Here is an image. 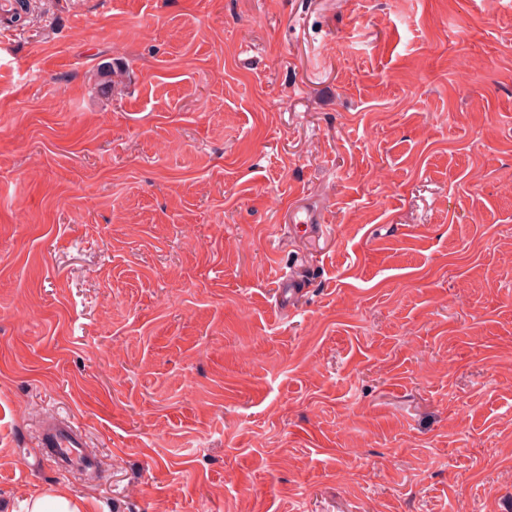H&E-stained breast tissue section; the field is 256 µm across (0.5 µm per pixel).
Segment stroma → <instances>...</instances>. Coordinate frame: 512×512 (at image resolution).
<instances>
[{
    "instance_id": "stroma-1",
    "label": "stroma",
    "mask_w": 512,
    "mask_h": 512,
    "mask_svg": "<svg viewBox=\"0 0 512 512\" xmlns=\"http://www.w3.org/2000/svg\"><path fill=\"white\" fill-rule=\"evenodd\" d=\"M29 2L0 512H512V0ZM296 206L330 237L285 238ZM48 413L96 476L38 448ZM279 278L282 288L281 299L287 301L288 307H291L292 303L305 291L306 277L301 272L291 269L288 273H282ZM25 512H84L80 498L69 494L60 486L46 487L30 496Z\"/></svg>"
}]
</instances>
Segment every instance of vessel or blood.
Masks as SVG:
<instances>
[{"label": "vessel or blood", "mask_w": 512, "mask_h": 512, "mask_svg": "<svg viewBox=\"0 0 512 512\" xmlns=\"http://www.w3.org/2000/svg\"><path fill=\"white\" fill-rule=\"evenodd\" d=\"M288 231L294 235L317 237L323 235L325 227L311 223L309 217L297 211L292 215ZM280 280L281 298L290 303L302 295L306 288V277L298 271L281 274ZM38 445L44 449L47 457L63 469H70L76 464L88 472L96 468L94 458L85 451L86 432L74 419L46 417L38 429Z\"/></svg>", "instance_id": "obj_1"}]
</instances>
